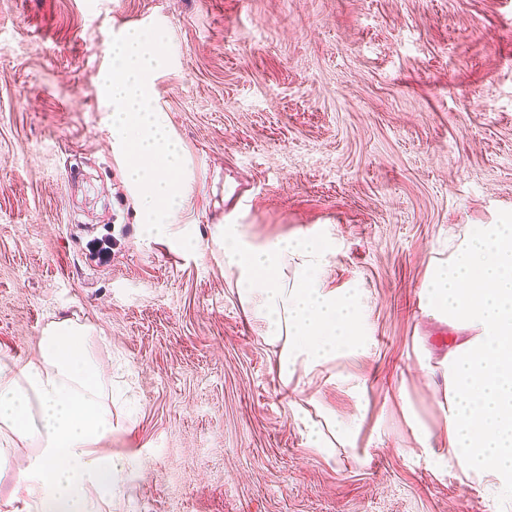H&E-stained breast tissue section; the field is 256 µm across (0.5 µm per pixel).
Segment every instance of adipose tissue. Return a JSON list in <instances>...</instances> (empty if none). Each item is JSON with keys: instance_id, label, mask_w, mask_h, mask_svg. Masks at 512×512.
<instances>
[{"instance_id": "obj_1", "label": "adipose tissue", "mask_w": 512, "mask_h": 512, "mask_svg": "<svg viewBox=\"0 0 512 512\" xmlns=\"http://www.w3.org/2000/svg\"><path fill=\"white\" fill-rule=\"evenodd\" d=\"M211 253L234 280L240 305L273 349L281 388L336 359L366 354L361 289L327 277L336 242L312 233L258 243L244 225H213ZM427 311L476 327L445 363L448 445L436 448L423 426L419 451L438 467L512 501V223L481 224L451 260L430 262L419 287ZM94 325L68 318L46 325L37 353L0 360V469L16 446L30 448L16 488L0 512H102L117 491L125 459L105 443L118 428L106 402Z\"/></svg>"}]
</instances>
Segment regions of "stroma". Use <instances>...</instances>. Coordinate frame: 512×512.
Returning a JSON list of instances; mask_svg holds the SVG:
<instances>
[{
    "label": "stroma",
    "instance_id": "obj_1",
    "mask_svg": "<svg viewBox=\"0 0 512 512\" xmlns=\"http://www.w3.org/2000/svg\"><path fill=\"white\" fill-rule=\"evenodd\" d=\"M159 26L154 99L194 172L181 254L144 236L112 149L111 40ZM512 219V0H0V352L95 325L128 460L108 512H512L444 448L448 353L475 328L418 289L471 225ZM329 231L328 277L364 291L370 350L285 395L208 247ZM324 456L309 419L355 412Z\"/></svg>",
    "mask_w": 512,
    "mask_h": 512
}]
</instances>
